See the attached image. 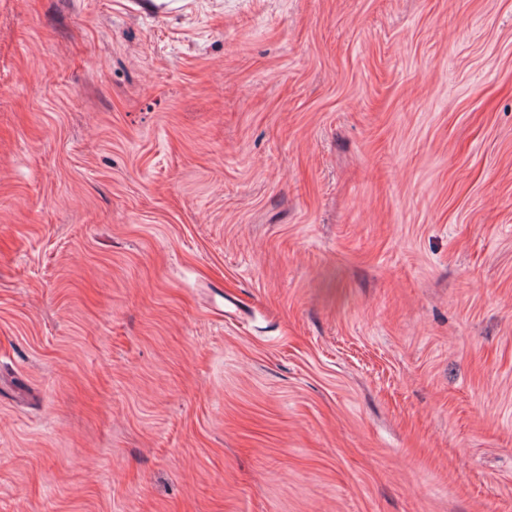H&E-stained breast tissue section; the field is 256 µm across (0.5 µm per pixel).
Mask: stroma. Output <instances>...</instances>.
<instances>
[{"mask_svg": "<svg viewBox=\"0 0 512 512\" xmlns=\"http://www.w3.org/2000/svg\"><path fill=\"white\" fill-rule=\"evenodd\" d=\"M0 512H512V0H0Z\"/></svg>", "mask_w": 512, "mask_h": 512, "instance_id": "1", "label": "stroma"}]
</instances>
